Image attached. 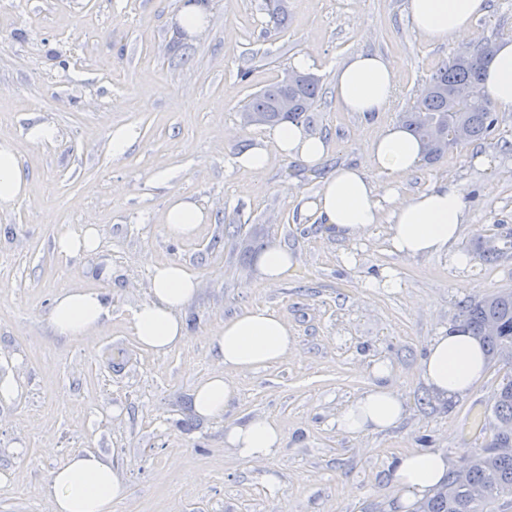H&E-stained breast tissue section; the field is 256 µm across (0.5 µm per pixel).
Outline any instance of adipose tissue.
Instances as JSON below:
<instances>
[{
    "label": "adipose tissue",
    "instance_id": "obj_1",
    "mask_svg": "<svg viewBox=\"0 0 512 512\" xmlns=\"http://www.w3.org/2000/svg\"><path fill=\"white\" fill-rule=\"evenodd\" d=\"M413 29L426 40L444 43L470 33L485 14L486 0H408ZM483 87L499 111L512 112V38L498 41L485 68ZM391 64L367 52L350 55L337 69L336 102L345 112L372 115L385 111L394 92ZM328 152L326 142L304 125L289 123L272 128L265 138L233 159L237 169L265 170L272 154L313 167ZM368 166H346L327 177L306 209L337 236L361 238L374 224L388 222L394 251L406 257L447 256L459 269L472 265L471 255L459 245L465 221L460 186L451 180L434 184L402 202L391 192H380L373 173L403 176L421 162L419 142L403 125L390 124L365 146ZM28 173L12 138L0 137V213L12 211L27 195ZM208 220L207 210L181 195L170 196L164 211L166 235L176 241L194 238ZM149 294L133 314L132 328L138 343L164 355L187 335L186 310L199 294L196 273L178 262L158 263L149 271ZM112 305L98 290L73 286L57 292L51 303L54 333L84 339L111 316ZM220 362L195 388L193 411L202 419L223 417L237 394L229 375L250 371L284 360L292 352L295 336L287 322L265 305H254L226 318L212 335ZM420 375L433 395L456 399L470 394L486 373L482 344L463 326H455L430 339L419 364ZM402 394L391 379V366L375 369V381L336 418L344 434L358 437L385 432L404 419ZM281 428L263 416L227 425L224 442L245 461L270 459L282 442ZM450 468L447 455L438 449H413L402 454L391 470V480L401 492L399 504L411 512L418 501L442 488ZM48 492L54 512H112L124 500L127 487L111 459L92 451H78L67 464L52 471Z\"/></svg>",
    "mask_w": 512,
    "mask_h": 512
}]
</instances>
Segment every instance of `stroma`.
<instances>
[{"instance_id": "stroma-1", "label": "stroma", "mask_w": 512, "mask_h": 512, "mask_svg": "<svg viewBox=\"0 0 512 512\" xmlns=\"http://www.w3.org/2000/svg\"><path fill=\"white\" fill-rule=\"evenodd\" d=\"M201 2L208 30L187 38L172 24L182 0H0V134L16 141L29 177L25 199L0 214V372L18 385L0 399V512H53L49 476L84 450L110 455L129 490L112 512H397L389 468L400 453L437 448L455 466L461 449L493 438L492 396L512 366L491 363L472 393L442 400L418 365L466 305L512 289V251L491 264L481 257L488 240L512 231V112L499 113L485 139L413 174L374 177L400 199L458 183L469 269L395 253L384 223L357 240L337 237L303 202L336 168L366 164L365 145L400 121L438 67L511 38L512 0H487L469 35L440 45L411 28L406 0H288L281 28L267 26L264 0ZM359 51L382 54L395 71L390 107L367 117L341 111L333 90L337 68ZM303 53L322 84L302 119L330 145L322 165L311 171L276 155L264 172L236 169L233 157L266 132L242 123L244 103ZM34 117L56 126L53 142L25 140ZM125 124L140 136L112 156V129ZM480 154L487 168L474 165ZM173 194L211 214L193 239L165 234ZM83 224L99 226L97 252L57 253L55 236ZM275 243L298 264L271 288L255 261ZM168 261L188 264L202 287L185 341L158 356L131 323L149 297L150 267ZM387 273L399 287H373ZM74 285L112 302L110 319L85 340L49 325L52 295ZM254 304L288 322L294 350L231 374L238 395L223 418L198 419L192 392L218 366L211 334ZM380 361L391 363L407 415L392 430L349 437L336 417ZM255 416L283 432L267 462L224 445L225 424ZM270 473L280 481L274 493Z\"/></svg>"}]
</instances>
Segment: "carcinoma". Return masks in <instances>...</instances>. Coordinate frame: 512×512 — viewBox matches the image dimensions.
Listing matches in <instances>:
<instances>
[{"label":"carcinoma","mask_w":512,"mask_h":512,"mask_svg":"<svg viewBox=\"0 0 512 512\" xmlns=\"http://www.w3.org/2000/svg\"><path fill=\"white\" fill-rule=\"evenodd\" d=\"M268 23L283 25L287 19L286 0H265ZM491 49L484 47L476 53L457 55L451 63L439 67L428 82L431 90L423 92L414 106L403 113L406 130L426 145L425 138L439 127L458 121L466 123L469 140L486 137L497 125L498 118L488 102L475 106H462L449 95L453 87L482 80L483 69ZM292 79L284 85L275 81L250 97L241 117L250 125H280L300 120L316 103L320 78L313 74L291 71ZM286 93L294 101V111L282 112L278 98ZM497 321L501 332L488 336L484 325ZM463 323L487 347L493 361L507 364L512 360L503 357V349L512 343V291L491 294L468 305ZM493 414L497 421L496 432L489 447L482 448L448 473L443 489L423 502L418 512H486L489 505L512 506V449L503 450L499 443L512 436V376L503 377L495 392Z\"/></svg>","instance_id":"obj_1"}]
</instances>
